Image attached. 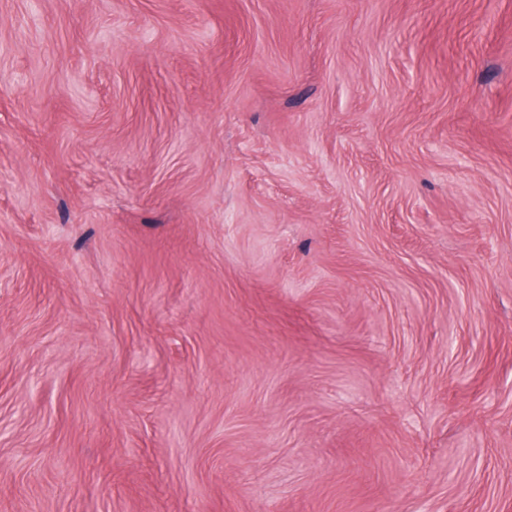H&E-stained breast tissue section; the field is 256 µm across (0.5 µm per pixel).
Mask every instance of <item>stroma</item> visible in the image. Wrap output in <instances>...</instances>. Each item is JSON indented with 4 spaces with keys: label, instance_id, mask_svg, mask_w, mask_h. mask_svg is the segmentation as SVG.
Instances as JSON below:
<instances>
[{
    "label": "stroma",
    "instance_id": "35a3bbf8",
    "mask_svg": "<svg viewBox=\"0 0 512 512\" xmlns=\"http://www.w3.org/2000/svg\"><path fill=\"white\" fill-rule=\"evenodd\" d=\"M0 512H512V0H0Z\"/></svg>",
    "mask_w": 512,
    "mask_h": 512
}]
</instances>
